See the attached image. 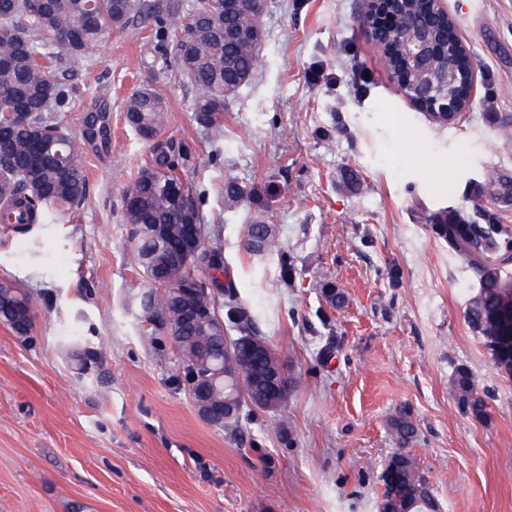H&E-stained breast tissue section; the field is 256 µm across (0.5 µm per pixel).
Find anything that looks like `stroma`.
<instances>
[{"label": "stroma", "instance_id": "stroma-1", "mask_svg": "<svg viewBox=\"0 0 512 512\" xmlns=\"http://www.w3.org/2000/svg\"><path fill=\"white\" fill-rule=\"evenodd\" d=\"M444 4L475 70L452 124L399 92L363 0H268L220 134L195 122L200 92L168 68L153 19L59 73L63 126L80 135L101 113L107 137L84 144L86 198L64 223L0 224V275L36 301L27 335L0 324V512H379L401 413L442 512H512V377L468 323L475 269L431 220L451 207L512 226V199L481 192L489 171L512 180V0ZM144 88L169 103L161 137L187 148L226 290L288 365L282 410L233 432L197 413L172 344L132 301L151 283L128 250L124 192L152 145L124 109ZM230 182L245 189L234 203ZM257 219L279 230L265 259L244 245ZM75 336L104 353L67 358ZM462 372L487 417L460 404Z\"/></svg>", "mask_w": 512, "mask_h": 512}]
</instances>
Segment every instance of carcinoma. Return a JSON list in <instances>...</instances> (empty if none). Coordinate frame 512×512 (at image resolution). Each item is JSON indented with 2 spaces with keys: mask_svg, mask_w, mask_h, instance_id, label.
<instances>
[{
  "mask_svg": "<svg viewBox=\"0 0 512 512\" xmlns=\"http://www.w3.org/2000/svg\"><path fill=\"white\" fill-rule=\"evenodd\" d=\"M150 15L159 28L174 26L175 40L168 63L181 78L202 90L195 104V120L207 129L221 126L224 119V80L238 74L250 75L256 68V50L260 42L224 41V29L243 26L262 31L263 13L224 14V0H187L172 13L152 11L144 0H0V222L27 231L25 217L42 224H54L64 214L78 207L86 194V175L78 162L83 143L65 132L58 112L65 93L56 81L55 71L75 63H88L100 57L112 29L127 30L134 18ZM438 31L447 50L441 58L458 68L461 77L448 96L465 100L469 68L466 55L458 44L452 23L437 18ZM168 111L166 99L149 89L130 96L125 112L128 122L146 140L158 138ZM8 112H25L29 119L16 122ZM182 147L168 140L154 147L148 166L124 193L135 207H125L130 226L129 248L135 263L142 268L152 287L141 293L142 311L160 313L168 321H179L176 298L167 285V253L156 248L153 240L138 235L140 224H164L169 228L168 243L182 236L181 221L201 223L198 196L191 180L183 173ZM185 187L184 194L176 189ZM486 190L501 198L512 197V181L497 174L488 177ZM439 234L445 238L477 271L478 292L469 309L468 319L496 354V363L512 376V298L503 285L499 262L493 258L509 244L512 228L504 224H478L466 220L455 209L437 216ZM247 249L263 258L279 250V238L273 226L262 221L245 225ZM209 270L210 277H201ZM224 271L221 243L215 239L190 257L185 286L202 292L212 286L216 295L200 297L210 308L217 324L224 322L238 336L219 338L191 326L181 328L171 338L177 361L185 380L192 383L206 367L224 360L225 394L231 395L235 412L222 428H239L243 411L275 413L288 400L291 382L285 377L279 392L268 391L260 379L285 366L281 356L254 330L252 309L230 296L223 303ZM31 294L9 276H0V323L17 332L31 325L34 309ZM227 313H221L223 307ZM459 400L475 416L486 413V404L474 381L465 373L456 378ZM390 429L396 441L404 444L417 430L406 414L392 418ZM389 462L399 471L391 482L382 479L379 512H437L433 488L420 470L415 456L407 451L396 453Z\"/></svg>",
  "mask_w": 512,
  "mask_h": 512,
  "instance_id": "obj_1",
  "label": "carcinoma"
}]
</instances>
